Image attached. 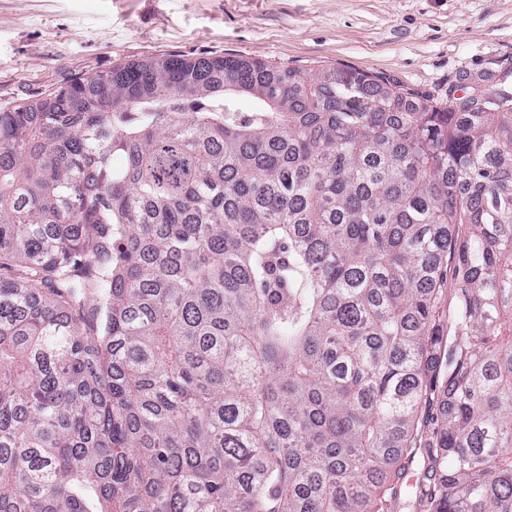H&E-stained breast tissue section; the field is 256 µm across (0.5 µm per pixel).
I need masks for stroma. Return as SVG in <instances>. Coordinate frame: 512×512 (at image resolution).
Here are the masks:
<instances>
[{
    "label": "stroma",
    "instance_id": "stroma-1",
    "mask_svg": "<svg viewBox=\"0 0 512 512\" xmlns=\"http://www.w3.org/2000/svg\"><path fill=\"white\" fill-rule=\"evenodd\" d=\"M224 55L444 102L512 72V0H0V112L131 60Z\"/></svg>",
    "mask_w": 512,
    "mask_h": 512
}]
</instances>
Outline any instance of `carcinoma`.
I'll use <instances>...</instances> for the list:
<instances>
[{
    "label": "carcinoma",
    "instance_id": "cac0c4a2",
    "mask_svg": "<svg viewBox=\"0 0 512 512\" xmlns=\"http://www.w3.org/2000/svg\"><path fill=\"white\" fill-rule=\"evenodd\" d=\"M448 100L146 57L0 112V512H392L416 460L512 512V90Z\"/></svg>",
    "mask_w": 512,
    "mask_h": 512
}]
</instances>
